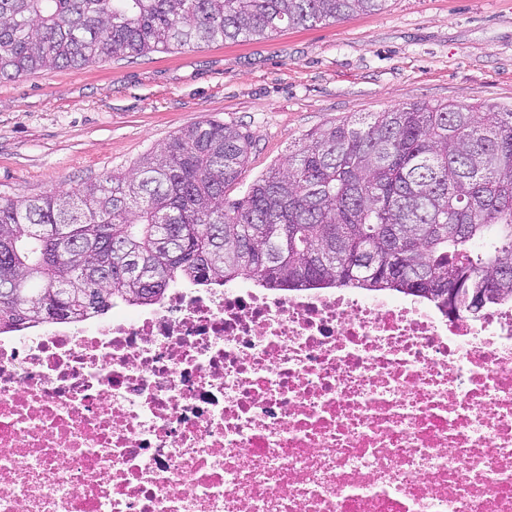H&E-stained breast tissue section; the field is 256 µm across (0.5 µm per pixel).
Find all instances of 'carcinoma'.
I'll return each instance as SVG.
<instances>
[{
  "instance_id": "1",
  "label": "carcinoma",
  "mask_w": 512,
  "mask_h": 512,
  "mask_svg": "<svg viewBox=\"0 0 512 512\" xmlns=\"http://www.w3.org/2000/svg\"><path fill=\"white\" fill-rule=\"evenodd\" d=\"M387 0H0V80L313 27ZM252 138L194 123L129 176L0 200V333L178 284L512 301V110L413 102L319 128L238 200ZM451 288L456 299L439 290Z\"/></svg>"
}]
</instances>
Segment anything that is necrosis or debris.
Returning a JSON list of instances; mask_svg holds the SVG:
<instances>
[{"label":"necrosis or debris","instance_id":"obj_1","mask_svg":"<svg viewBox=\"0 0 512 512\" xmlns=\"http://www.w3.org/2000/svg\"><path fill=\"white\" fill-rule=\"evenodd\" d=\"M0 512H512V302L171 288L4 332Z\"/></svg>","mask_w":512,"mask_h":512}]
</instances>
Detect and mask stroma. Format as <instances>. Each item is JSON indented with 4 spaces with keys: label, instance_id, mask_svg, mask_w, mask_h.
Listing matches in <instances>:
<instances>
[{
    "label": "stroma",
    "instance_id": "stroma-1",
    "mask_svg": "<svg viewBox=\"0 0 512 512\" xmlns=\"http://www.w3.org/2000/svg\"><path fill=\"white\" fill-rule=\"evenodd\" d=\"M430 102L512 109V0H388L383 10L0 82V197L127 175L178 130L252 137L229 199L314 129Z\"/></svg>",
    "mask_w": 512,
    "mask_h": 512
}]
</instances>
